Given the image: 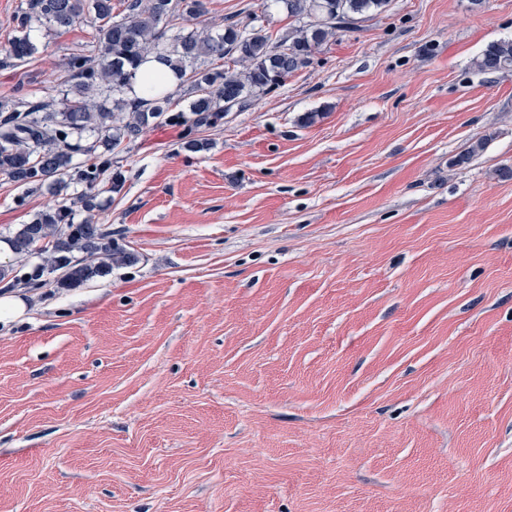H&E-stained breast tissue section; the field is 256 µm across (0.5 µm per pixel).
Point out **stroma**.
Instances as JSON below:
<instances>
[{"label":"stroma","mask_w":512,"mask_h":512,"mask_svg":"<svg viewBox=\"0 0 512 512\" xmlns=\"http://www.w3.org/2000/svg\"><path fill=\"white\" fill-rule=\"evenodd\" d=\"M0 0V101L62 109L93 31ZM214 32L278 0H205ZM512 0H391L241 112L112 155L132 265L0 256V512H512ZM483 152L453 160L471 143ZM0 174V241L52 206ZM474 67L481 73L512 72V38L489 43L476 57Z\"/></svg>","instance_id":"35a3bbf8"}]
</instances>
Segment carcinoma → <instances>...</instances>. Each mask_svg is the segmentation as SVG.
I'll use <instances>...</instances> for the list:
<instances>
[{"label": "carcinoma", "mask_w": 512, "mask_h": 512, "mask_svg": "<svg viewBox=\"0 0 512 512\" xmlns=\"http://www.w3.org/2000/svg\"><path fill=\"white\" fill-rule=\"evenodd\" d=\"M294 25L277 39L260 25V17L241 27L224 26L221 33L192 29L167 41V28L177 21L191 22L204 13L203 0H130L122 14L112 13V0H27L19 16V34L10 42L8 58L27 62L37 46L31 40V19L43 21L56 31L80 23L94 27L88 49L65 61L69 92L59 112L45 111L34 98L0 102V173L29 189L48 186L60 198L15 233L11 245L18 256L37 250L52 233L48 271H63L62 280L81 283L109 270L112 265L137 262L134 253L112 244V232L86 218L73 222L74 207L90 213L95 209V189L122 185L119 171H112V151L123 141H135L148 128L163 122L210 125L232 109L250 106L251 97L280 86L288 75L311 64L315 52L340 31L387 11L391 0H279ZM154 56L169 64L180 77L179 86L196 94L191 116L173 113L174 94L153 101L131 98V80L137 68ZM224 59L234 64L216 66ZM481 73L512 72V38L489 43L474 60ZM112 93L114 108L97 101ZM90 130L96 139L82 143ZM82 153L92 163L83 169L72 164ZM84 185L77 196L68 194L72 180ZM97 257V263L73 260V253Z\"/></svg>", "instance_id": "1"}]
</instances>
